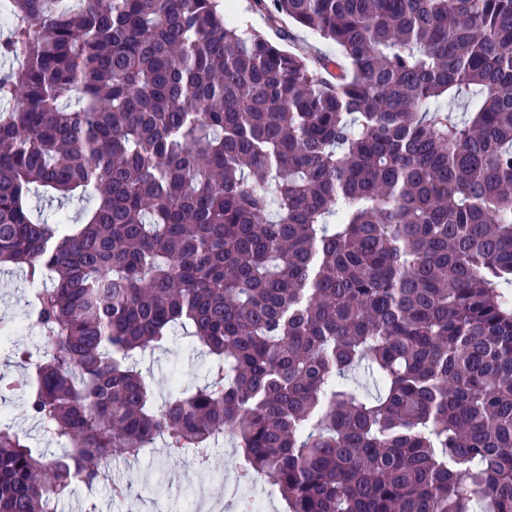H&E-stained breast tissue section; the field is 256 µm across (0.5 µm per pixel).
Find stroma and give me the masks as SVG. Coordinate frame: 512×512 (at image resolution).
<instances>
[{"mask_svg": "<svg viewBox=\"0 0 512 512\" xmlns=\"http://www.w3.org/2000/svg\"><path fill=\"white\" fill-rule=\"evenodd\" d=\"M145 364L154 375V393L157 399L168 395L167 381L179 376L183 386L193 385L203 374L205 356L171 340L164 349L147 356ZM233 458L230 446L215 449L211 463L206 467L188 468L168 460L162 446L139 461H126L115 455L112 461V480L127 484L131 492L127 498L114 499L110 483H102L94 491L80 489L66 501L61 512H80L86 496H93L98 512H154L156 503H163L167 512H190L197 501L222 498L224 486L233 481Z\"/></svg>", "mask_w": 512, "mask_h": 512, "instance_id": "stroma-1", "label": "stroma"}]
</instances>
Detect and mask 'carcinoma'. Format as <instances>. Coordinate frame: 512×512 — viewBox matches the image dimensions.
Returning a JSON list of instances; mask_svg holds the SVG:
<instances>
[{
	"label": "carcinoma",
	"instance_id": "obj_1",
	"mask_svg": "<svg viewBox=\"0 0 512 512\" xmlns=\"http://www.w3.org/2000/svg\"><path fill=\"white\" fill-rule=\"evenodd\" d=\"M0 268L39 291L0 375V512L164 442L286 512H512V0H8ZM91 197L78 224L32 194ZM204 381L160 403L175 328ZM220 1H221L222 6L224 5V13L228 12L227 7L225 6V2L229 1L232 4L231 10L235 9L236 15L244 14L247 17L250 25L254 29L264 33L269 39L276 41V42H280L278 39V31L275 28H271L268 25L267 18L264 14L259 13V12L245 11V8L247 6V0H220ZM281 27L285 28L286 30L290 31L298 44H308L318 51L322 52H328V53H335L336 48L331 43H328L326 41L321 40L318 36L314 35L313 33L306 31L298 26H295L288 22L287 18L283 19V22L280 24ZM0 416L2 421H10L20 431H28L34 435L32 431V422H30L23 411L22 405L16 401L14 403L0 404Z\"/></svg>",
	"mask_w": 512,
	"mask_h": 512
}]
</instances>
